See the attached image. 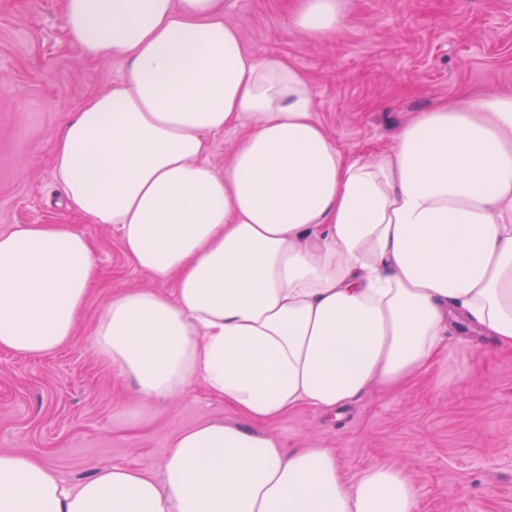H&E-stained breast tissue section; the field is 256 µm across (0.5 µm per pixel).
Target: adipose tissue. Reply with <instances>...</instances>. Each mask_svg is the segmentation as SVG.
<instances>
[{
	"label": "adipose tissue",
	"instance_id": "obj_1",
	"mask_svg": "<svg viewBox=\"0 0 512 512\" xmlns=\"http://www.w3.org/2000/svg\"><path fill=\"white\" fill-rule=\"evenodd\" d=\"M227 0H65L69 44L118 57L122 80L60 127L54 171L70 211L111 225L141 270L173 278L113 294L94 347L143 400L203 383L241 416L176 436L160 477L103 466L74 484L0 452V512H420L388 462L347 484L328 448L264 425L396 390L448 360L454 313L512 349V93L420 112L376 161L347 159L305 75L246 52ZM309 41L343 0H296ZM238 143L216 171L211 133ZM64 224L0 233V349L37 355L75 334L98 279Z\"/></svg>",
	"mask_w": 512,
	"mask_h": 512
}]
</instances>
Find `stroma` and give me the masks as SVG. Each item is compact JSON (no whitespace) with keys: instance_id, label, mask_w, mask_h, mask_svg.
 <instances>
[{"instance_id":"1","label":"stroma","mask_w":512,"mask_h":512,"mask_svg":"<svg viewBox=\"0 0 512 512\" xmlns=\"http://www.w3.org/2000/svg\"><path fill=\"white\" fill-rule=\"evenodd\" d=\"M351 14L314 42L288 25V0H230L246 51L285 57L308 80L313 110L349 159L395 145L398 128L444 101L512 91V0H345ZM63 0H0V233L65 224L93 243L100 271L76 336L56 352L0 350V451L51 464L68 482L103 465L159 475L175 436L202 421L239 422L200 383L143 403L99 357L92 327L113 292L172 281L142 271L105 224L70 212L54 176L59 127L124 74L85 61L65 39ZM448 383L373 388L334 413L301 408L267 423L288 447L333 449L348 479L375 460L404 465L421 512H512V352L465 318L448 338Z\"/></svg>"}]
</instances>
